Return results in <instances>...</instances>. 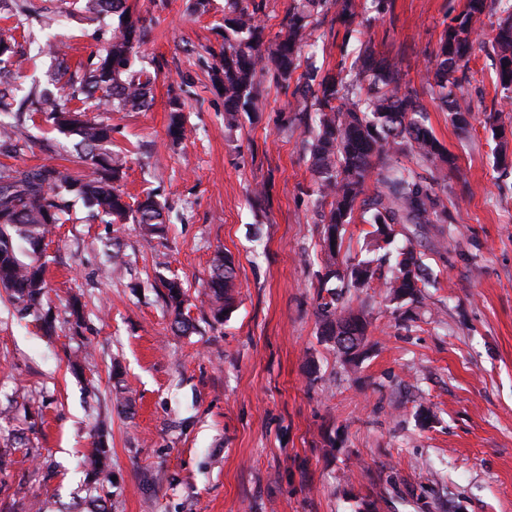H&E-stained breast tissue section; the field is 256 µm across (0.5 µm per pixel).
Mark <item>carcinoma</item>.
Wrapping results in <instances>:
<instances>
[{
	"label": "carcinoma",
	"mask_w": 512,
	"mask_h": 512,
	"mask_svg": "<svg viewBox=\"0 0 512 512\" xmlns=\"http://www.w3.org/2000/svg\"><path fill=\"white\" fill-rule=\"evenodd\" d=\"M360 8L359 0H296L267 47L259 19L261 4L257 0H224V53L215 73L224 92V124L229 130L240 125L242 115L256 111L258 86L265 74L285 88L293 87L298 111L315 112L305 150L316 178L313 204L322 224L317 314L321 335L327 341L342 328L355 336L366 335L364 312L341 302L342 289L364 288L381 279V270L391 261L392 276L384 281L386 299L398 304L418 297L419 284L426 283L428 272L417 256L413 237L425 224L448 223L444 195L448 171L456 166L454 155L427 124L417 95L402 89L401 72L378 55L371 43H360L347 69L324 74L310 60L305 71L296 74L305 48L313 46L315 15L334 12L336 22L351 37ZM86 9L97 20L112 16L111 36L105 52L90 63L87 76L68 82V96L92 97L98 92L99 99L114 112L146 106L152 78L143 69H133L132 63L144 32L141 18L126 6V0H87ZM489 14L488 0H466L464 9L442 32L435 50L432 80L439 88L440 107L463 133L469 130L470 113L461 109L454 89L466 79L483 18ZM490 55L496 84L511 102L512 4L504 7L497 19ZM5 96L0 89V112L14 114V121L0 126L3 145L20 138L23 127L21 111L14 110ZM37 104L55 131L78 137L74 163L88 172L51 165L0 171V287L23 310L33 312L43 310L47 288L46 265L40 262V253L59 214L69 210L71 199L105 214L113 224L131 218L146 235L160 232L166 224L164 205L156 196L148 193L132 206L117 188L125 172L121 157L106 148L112 140V125L85 119L61 104L51 91H41ZM183 107L179 99L171 101L168 135L174 141L186 136ZM406 158L414 160V165L404 163ZM371 179L376 191L370 196ZM358 220L372 227L371 247L379 256L354 258L342 266L336 260L337 243L346 226ZM402 232L407 244L392 258L388 247ZM160 281L174 326L189 331L182 283L176 278L162 277ZM208 288L214 317L231 314L237 305L236 262L231 254L220 252L214 257ZM89 466L98 483L92 500L97 506L93 512H98L106 502L104 486L110 482L106 448L99 449Z\"/></svg>",
	"instance_id": "obj_1"
}]
</instances>
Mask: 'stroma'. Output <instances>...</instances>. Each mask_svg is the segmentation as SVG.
Listing matches in <instances>:
<instances>
[{
    "label": "stroma",
    "mask_w": 512,
    "mask_h": 512,
    "mask_svg": "<svg viewBox=\"0 0 512 512\" xmlns=\"http://www.w3.org/2000/svg\"><path fill=\"white\" fill-rule=\"evenodd\" d=\"M128 3L146 25L134 66L154 79L151 107L69 106L112 124L121 190L131 203L155 193L168 230L146 237L74 201L43 254L54 331L0 289V512L88 503V460L102 445L111 512H354L368 499L377 512H512V166L497 165L485 128L500 113L512 156V112L482 47L457 91L474 116L468 133L428 83L464 0H387L383 13L359 15L352 40L318 18V66L351 64L358 40L371 41L397 62L403 89L417 93L457 164L451 223L414 241L436 286L399 307L376 288L345 295L371 322L355 367L320 334L315 177L290 91L263 78L258 110L225 130L213 81L224 0L204 13L191 0ZM84 5L0 0V28L11 29L18 57L0 82L16 103L57 90L58 61L82 73L103 52L110 32ZM175 97L185 105L179 142L167 133ZM23 139L18 151L0 149V167H71L75 139L41 113ZM220 250L238 267V305L223 321L205 297ZM164 276L187 290L191 334L170 327ZM120 392L129 410L117 408Z\"/></svg>",
    "instance_id": "obj_1"
}]
</instances>
